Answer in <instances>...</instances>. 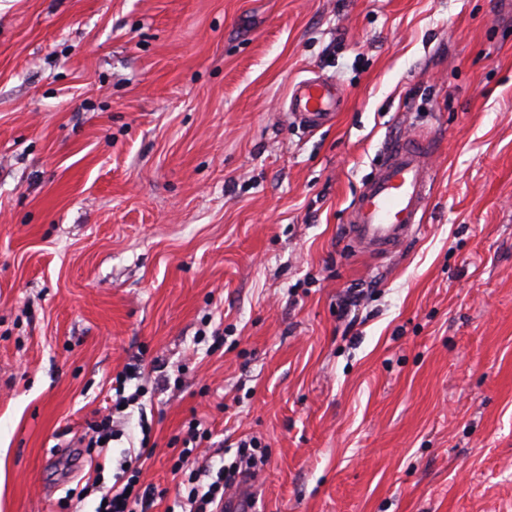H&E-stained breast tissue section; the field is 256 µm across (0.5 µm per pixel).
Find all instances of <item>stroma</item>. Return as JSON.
<instances>
[{
    "label": "stroma",
    "instance_id": "stroma-1",
    "mask_svg": "<svg viewBox=\"0 0 512 512\" xmlns=\"http://www.w3.org/2000/svg\"><path fill=\"white\" fill-rule=\"evenodd\" d=\"M318 74L343 101L312 130ZM414 135L421 230L354 250ZM193 419L200 465L258 442L259 512H512L503 0H0V512H94L143 445L168 512ZM341 98L342 91L336 83L317 76L304 79L294 86L288 110L303 124L321 127L331 120L341 104ZM433 152L427 138L388 141L384 161L363 184L346 224L355 248L386 258L417 233L434 180Z\"/></svg>",
    "mask_w": 512,
    "mask_h": 512
}]
</instances>
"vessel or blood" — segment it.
I'll list each match as a JSON object with an SVG mask.
<instances>
[{
  "label": "vessel or blood",
  "instance_id": "obj_1",
  "mask_svg": "<svg viewBox=\"0 0 512 512\" xmlns=\"http://www.w3.org/2000/svg\"><path fill=\"white\" fill-rule=\"evenodd\" d=\"M336 83L317 76L292 90L288 109L303 124H327L341 104ZM434 144L426 138L399 137L388 141L385 159L363 185L351 209L347 236L359 251L386 258L396 253L421 224L434 180ZM225 512H255L250 480L224 500Z\"/></svg>",
  "mask_w": 512,
  "mask_h": 512
}]
</instances>
